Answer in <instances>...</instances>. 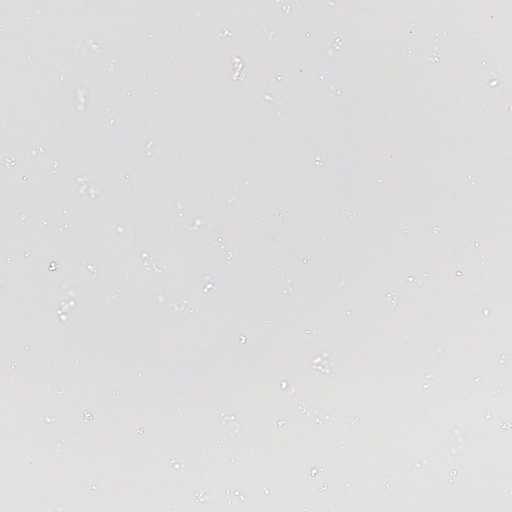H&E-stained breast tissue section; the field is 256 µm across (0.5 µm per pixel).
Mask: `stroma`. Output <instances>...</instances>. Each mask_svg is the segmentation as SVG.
I'll return each mask as SVG.
<instances>
[{"mask_svg": "<svg viewBox=\"0 0 512 512\" xmlns=\"http://www.w3.org/2000/svg\"><path fill=\"white\" fill-rule=\"evenodd\" d=\"M475 16L392 10L386 26L360 25L356 0H272L253 16L217 15L207 0L195 11L160 15L139 26L151 60L128 74L113 67L124 51L120 31L103 23L86 34L80 16L61 29V47L82 65L57 67L53 55L31 64L52 71L55 92L40 113L44 135L26 134L30 115L19 95L0 93V125L16 130L14 149L0 154V174L14 183L0 197V220L14 224L16 249L0 254L8 273L0 300L13 302L0 323L11 347L0 362L13 371L8 389L31 388L24 368L37 361L52 383L40 398L37 451L17 448L12 466L25 488L16 512H70L66 487L86 505L109 486V505L145 512L140 480L151 473L183 512H250L267 501L277 512L335 504L347 489L357 512H437L409 493L433 482L454 492L447 512H512V480L497 497L477 501L472 473L438 464L444 427H410L408 414L440 413L442 387L458 407L476 406L488 438H512V342L501 338L499 304L477 298L476 281L497 276L498 243L512 244V212L488 186L479 201L455 187L484 179L482 153H504L498 135L512 127V57L485 61L473 53L500 26L512 0H474ZM209 22L207 40L198 29ZM432 29L433 44L419 38ZM250 38V56L235 45ZM224 57L213 63L212 47ZM114 70L101 82L92 112L77 110L73 89L83 77ZM314 89H306L310 74ZM482 93L469 102L472 75ZM387 99L374 123L355 114L373 96ZM184 113L182 124L164 121ZM219 133L201 138L196 115ZM110 157L111 191L96 195L61 177L82 170L89 152ZM208 184L206 209L193 189ZM50 199L41 235L30 242L27 199ZM183 210L192 222L175 231ZM221 222L255 223L241 249L214 238L210 248L230 279L197 274L177 298L159 294L167 263L194 261L195 236L208 214ZM465 223L462 250L435 257L431 246L448 222ZM126 224H160L164 238L131 248ZM500 226L498 241L490 229ZM95 227L115 273L100 280L85 230ZM39 274L34 300L17 281ZM99 283L85 335L59 295L60 281ZM141 323L112 330L118 312ZM335 352L328 363L326 352ZM473 364L492 365L474 377ZM263 428V441L231 431L241 415ZM97 440L111 454L107 470L89 475L82 446ZM215 459L211 478L188 476L185 446ZM295 474L281 498L270 472Z\"/></svg>", "mask_w": 512, "mask_h": 512, "instance_id": "obj_1", "label": "stroma"}]
</instances>
